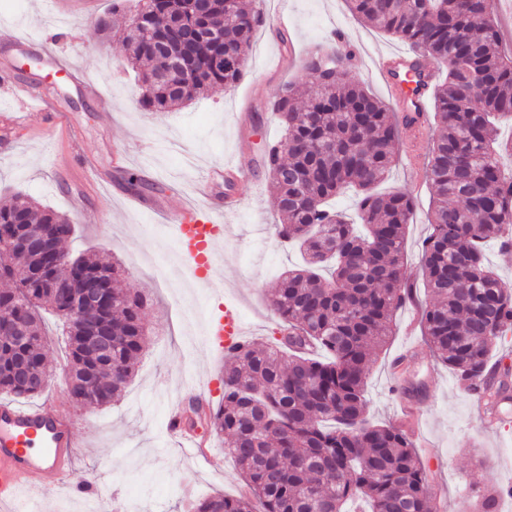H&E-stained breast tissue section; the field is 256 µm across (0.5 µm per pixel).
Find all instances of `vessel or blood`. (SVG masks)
I'll return each instance as SVG.
<instances>
[{
    "instance_id": "b4317fda",
    "label": "vessel or blood",
    "mask_w": 512,
    "mask_h": 512,
    "mask_svg": "<svg viewBox=\"0 0 512 512\" xmlns=\"http://www.w3.org/2000/svg\"><path fill=\"white\" fill-rule=\"evenodd\" d=\"M413 62V56L407 53H380L373 58V71L385 84L398 112L419 115L407 134L408 155L416 166L420 163V140L428 128L422 113L427 109L436 70L425 64L421 67V77H414ZM216 173L212 167L202 177L198 202L178 207L167 216L182 264L194 278L210 285L216 282L213 271L224 238L223 216L238 208L233 196L217 200L209 194L208 185ZM246 333L240 310L230 301L221 305L219 315L209 318L206 339L216 351L224 352L241 343ZM478 404L480 422L488 428L502 410L512 406V397L488 390L479 394ZM167 430L189 456L208 457L209 437L196 434L186 426L182 403L171 406ZM82 448L76 422L50 405L26 408L0 402V505L7 512H36L18 497L23 478H31L34 490L42 496L62 488L67 469Z\"/></svg>"
}]
</instances>
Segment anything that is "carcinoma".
<instances>
[{
    "label": "carcinoma",
    "mask_w": 512,
    "mask_h": 512,
    "mask_svg": "<svg viewBox=\"0 0 512 512\" xmlns=\"http://www.w3.org/2000/svg\"><path fill=\"white\" fill-rule=\"evenodd\" d=\"M359 20L404 42L422 60L446 65L433 88L436 129L426 153L432 192L431 233L421 267L432 301L420 312L433 356L475 392L496 345L512 330V295L500 287L485 248L512 252V176L497 156L512 144L496 138V119L512 117V48L502 43L493 0H347ZM126 11L129 63L141 83L140 105L170 112L215 86L243 76L259 15L245 0H134ZM170 17L157 29L161 50L145 44L141 25ZM223 38L218 44L213 35ZM336 66L323 80L303 62L312 90L286 84L271 111L281 137L263 147L278 211L277 235L303 253L305 264L284 272L268 297L282 334L265 347L245 341L225 354L223 395L210 408V428L224 437L248 494L191 499L186 512H342L354 497L371 512H437L427 469L406 430L372 421L365 385L369 361L387 343L398 309L414 300L404 265L410 197L378 186L397 161L400 120L384 101L348 78L333 46L318 48ZM349 190L360 225L350 224L328 200ZM45 230L54 257L20 248L0 256V318L22 323L18 336L0 333V394L34 398L43 388L18 372L25 362L46 367L45 316L62 322L69 364L77 375L97 373V386L76 385L79 405L103 406L134 376L148 345L147 297L117 285L123 272L95 255L72 256L64 244L75 226L34 198L17 193L0 204V231ZM55 260L98 273L112 290L102 318L115 344L110 357L85 344L84 316L66 309V291L30 281L29 273ZM329 354L320 360L308 346ZM512 488H491L478 512Z\"/></svg>",
    "instance_id": "cac0c4a2"
}]
</instances>
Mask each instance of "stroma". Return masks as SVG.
<instances>
[{"label": "stroma", "mask_w": 512, "mask_h": 512, "mask_svg": "<svg viewBox=\"0 0 512 512\" xmlns=\"http://www.w3.org/2000/svg\"><path fill=\"white\" fill-rule=\"evenodd\" d=\"M262 14L286 15L295 63L279 69L282 46L276 28L261 27L248 67L236 86L218 88L193 104L165 113L149 112L138 103L139 89L125 58L120 34L105 36L93 21L112 14V0H85L74 10L52 15L44 0H0V25L16 27L23 42L0 48V196L20 192L69 217L76 235L72 253L95 251L121 261L127 270L123 287L151 298L144 322L148 347L121 398L102 407L85 408L67 394L69 363L59 335H52L47 367L52 380L43 394L56 410L89 415L87 451L69 473L70 492L43 501V512H92L98 497L76 494V487L96 486L101 495L123 503L127 512H180L185 493L204 498L237 493L242 480L219 437H212L213 464L185 456L166 430V413L176 400L210 386L221 391L224 360L211 348L191 353L184 337L200 334L201 326L178 320L181 308L203 316L223 300L235 302L252 339H270L276 321L267 294L277 277L299 260L294 247L276 234V203L269 187L262 146L278 139L281 130L269 102L284 83H305L300 60L317 46L342 35L352 56L345 66L350 78L374 94L387 92L361 57L377 50L407 52L398 39L360 22L346 0H255ZM50 35L47 49L31 45ZM67 60L111 103L109 114L88 100L80 83L63 80L47 66L45 51ZM42 91L30 97L21 83ZM125 151V170L112 157ZM89 156L84 170L58 164L61 154ZM237 163L252 176L237 182L239 212L225 216L226 233L216 276L225 285L215 293L200 281L182 283L167 253L174 235L156 217L130 206L125 171L140 179L139 197L176 205L193 200L197 183L212 165ZM403 191L415 201L406 230V275L416 287V301L397 312L387 345L369 363L366 397L374 421L400 422L401 383L422 387L415 400L421 414L419 454L436 480L447 488L445 512H476L475 493L489 486H512V413L491 431L479 423L477 398L465 391L448 367L428 348L418 323L417 307L428 302L420 266L421 243L429 234L431 189L426 175L415 174L406 155L382 185Z\"/></svg>", "instance_id": "35a3bbf8"}]
</instances>
